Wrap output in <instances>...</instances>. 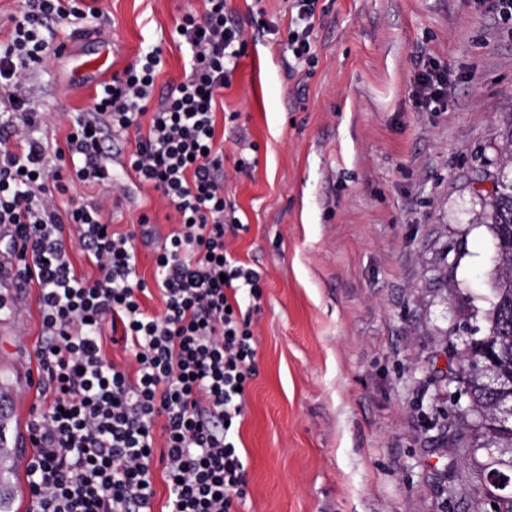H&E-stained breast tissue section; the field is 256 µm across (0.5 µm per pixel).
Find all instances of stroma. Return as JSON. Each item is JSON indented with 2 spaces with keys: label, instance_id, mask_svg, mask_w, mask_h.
<instances>
[{
  "label": "stroma",
  "instance_id": "1",
  "mask_svg": "<svg viewBox=\"0 0 512 512\" xmlns=\"http://www.w3.org/2000/svg\"><path fill=\"white\" fill-rule=\"evenodd\" d=\"M96 6L84 33L56 25L64 55L33 70L43 111L91 110L94 86L74 83L71 65L101 44L116 71L161 46L156 93L183 79L187 53L170 36L202 0ZM316 46L313 75L291 77L281 51L258 42L224 92L258 160L233 172L240 148L227 136L224 192L249 226L229 248L264 286L240 512H476L467 465L448 459L470 429L446 377L462 340L488 326L493 234L478 217L512 112V23L490 0H334ZM427 57L448 70L447 111L414 107ZM106 207L118 230L144 213L160 233L174 223L147 186ZM18 304L19 320L0 321V378L26 411L35 291Z\"/></svg>",
  "mask_w": 512,
  "mask_h": 512
}]
</instances>
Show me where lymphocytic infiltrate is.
Masks as SVG:
<instances>
[{
	"label": "lymphocytic infiltrate",
	"instance_id": "f902f5d3",
	"mask_svg": "<svg viewBox=\"0 0 512 512\" xmlns=\"http://www.w3.org/2000/svg\"><path fill=\"white\" fill-rule=\"evenodd\" d=\"M178 18L171 38L188 52L183 81L155 96L163 50L143 49L94 89L85 113L45 112L31 71L60 55L58 21L97 17L87 0H22L0 40V317L19 318L17 296L36 289L40 337L33 349L37 393L27 433L28 512H153L154 475L168 495L164 512H233L248 484L239 448L245 394L257 373L252 314L261 274L234 259L229 239L246 229L224 195L219 98L230 88L250 30L282 37L289 67L315 68L317 23L330 0H291L288 26L269 22L264 0L247 18L228 0H203ZM418 111L448 109L449 76L420 60ZM62 131L55 165L43 132ZM134 135L124 167L178 215L156 237L149 216L111 231L102 208L76 198L77 184L127 196L112 176L116 140ZM153 247L155 275L137 272L139 245ZM87 254L89 279L70 254ZM159 292L163 307L144 297ZM123 344L125 363L109 358Z\"/></svg>",
	"mask_w": 512,
	"mask_h": 512
}]
</instances>
